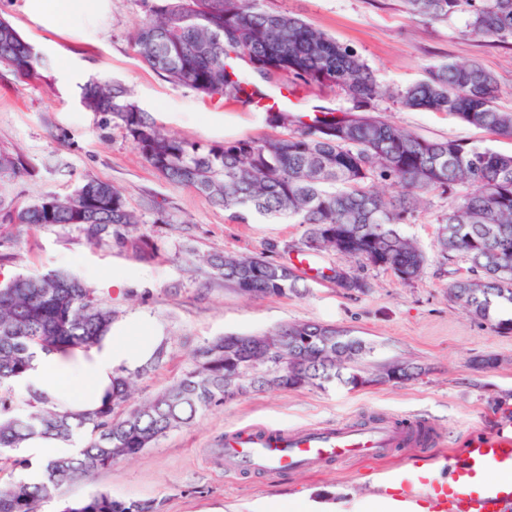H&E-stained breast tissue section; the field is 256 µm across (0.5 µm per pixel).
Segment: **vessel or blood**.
<instances>
[{
	"mask_svg": "<svg viewBox=\"0 0 512 512\" xmlns=\"http://www.w3.org/2000/svg\"><path fill=\"white\" fill-rule=\"evenodd\" d=\"M417 423L400 428L377 422L364 427L339 425L283 432L256 428L230 432L224 441V466L265 472L309 471L328 461L363 458L380 448L415 443ZM382 491L400 502H416L428 512H512V427L475 440L464 463L417 468L412 476L386 478Z\"/></svg>",
	"mask_w": 512,
	"mask_h": 512,
	"instance_id": "obj_1",
	"label": "vessel or blood"
}]
</instances>
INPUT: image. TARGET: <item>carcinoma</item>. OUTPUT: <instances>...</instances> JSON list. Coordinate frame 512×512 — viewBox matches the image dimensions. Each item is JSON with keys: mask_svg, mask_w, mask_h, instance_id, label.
Masks as SVG:
<instances>
[{"mask_svg": "<svg viewBox=\"0 0 512 512\" xmlns=\"http://www.w3.org/2000/svg\"><path fill=\"white\" fill-rule=\"evenodd\" d=\"M412 19L442 22L465 11L468 34L512 43V0H403ZM145 65L167 82L208 97L250 106L263 95L241 78L232 61L244 57L253 74L281 73L306 83L337 86L356 107H367L379 89L369 66L351 48L301 18L271 12L257 0H162L132 35ZM0 66L16 78H39L42 60L16 28L0 19ZM495 76L477 62H448L428 68L423 80L396 93L407 109L444 112L494 135L512 138V112L499 108ZM81 103L109 115L142 159L171 184L191 187L224 208L231 219L249 216L306 226L299 251L336 250V236H366L343 255L389 271L404 283L423 274L427 256L399 231L420 212L424 196L448 195V210L437 218L435 247L441 256L469 264L482 287L468 280L450 284L479 320H491L495 303L512 304V155L452 139H427L388 119L350 120L322 113L311 122L266 139L243 137L224 143L188 141L164 131L112 80L84 85ZM27 170L20 157L0 151V176ZM400 186L391 197L384 183ZM0 222L22 226L86 224L97 236L115 228L138 250L149 247L134 235L140 216L112 184L88 180L71 195H47L19 210L0 208ZM224 281L249 296L301 294L299 276L261 256L217 254L208 260ZM112 328V310L92 289L66 273L19 275L0 284V464L28 470L38 480L0 485V512H39L63 484L88 479L113 463L133 458L172 429L191 424L212 406L234 398L248 379L254 391L294 390L338 380L362 354L363 340L317 323L284 325L288 350L266 348L263 336L218 337L195 356L194 367L176 383L126 413L130 377H113L112 391L86 410L60 409L31 391L30 410L21 414L11 394L37 352L64 358L86 353ZM86 440L70 455L33 464L16 450L32 438ZM60 512H162L154 500L117 499L103 492L64 501Z\"/></svg>", "mask_w": 512, "mask_h": 512, "instance_id": "1", "label": "carcinoma"}]
</instances>
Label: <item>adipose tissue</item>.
Masks as SVG:
<instances>
[{"mask_svg": "<svg viewBox=\"0 0 512 512\" xmlns=\"http://www.w3.org/2000/svg\"><path fill=\"white\" fill-rule=\"evenodd\" d=\"M103 7V0H31L30 9L37 17L59 29L70 28L93 18ZM157 337L135 336L131 327L108 334L89 355L63 358L40 354L26 375V383L44 391L65 408L86 409L98 405L118 369L135 370L153 355ZM406 504L383 496H371L350 502L318 503L296 495L272 499L255 506L253 512H406Z\"/></svg>", "mask_w": 512, "mask_h": 512, "instance_id": "obj_1", "label": "adipose tissue"}]
</instances>
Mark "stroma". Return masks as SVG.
Here are the masks:
<instances>
[{
    "label": "stroma",
    "mask_w": 512,
    "mask_h": 512,
    "mask_svg": "<svg viewBox=\"0 0 512 512\" xmlns=\"http://www.w3.org/2000/svg\"><path fill=\"white\" fill-rule=\"evenodd\" d=\"M270 11H288L360 55L381 91L376 115L428 139H454L512 153V139L494 136L441 112L407 110L395 92L424 79L428 67L444 62L482 64L498 80L499 104L512 110V44L475 40L465 34L467 15L441 23L408 17L402 0H261ZM148 16L144 0H106L95 31L56 30L37 18L29 0H0V17L42 56L39 80L16 79L0 68V150L22 156L27 173L0 177V203L20 208L46 195H67L82 182L115 185L141 216L139 231L150 243L139 253L114 235L90 239L78 225L20 227L0 224V282L12 277L67 272L83 279L112 310V325L130 324L143 335L160 336L164 356L132 380L129 405L161 393L189 371L208 341L227 335L262 334L286 324L319 323L361 338L369 351L358 367L382 371L407 362L419 376L363 388L339 383L298 390L254 391L197 415L190 425L160 437L143 455L100 469L91 479L66 485L44 503L57 512L65 500L98 492L115 498L153 499L163 512H250L253 504L307 492L317 499L370 495L381 472H410L413 465H439L445 457L463 461L478 435L512 426V330L504 316L475 319L449 285L469 276L461 258H443L435 249L436 218L447 196L427 195V206L401 225L428 256L417 281L360 267L333 252L316 254L313 270L302 272L300 295L249 297L217 274L200 273L212 254H260L294 265L303 225L259 217L240 223L196 191L170 184L141 158L124 131L108 117L87 111L80 88L92 80H115L133 91L136 104L170 134L206 143L246 136L283 134L282 124L251 107H225L166 82L145 66L130 38ZM68 56L70 76L59 73ZM265 91H284L294 115L323 110L335 116L354 104L338 89L276 77ZM344 267L371 284L349 295L325 276ZM112 278L114 287L103 285ZM410 418L432 437L425 444L392 448L312 471L258 474L224 469L216 450L226 432L252 426L288 431L342 422Z\"/></svg>",
    "instance_id": "1"
}]
</instances>
